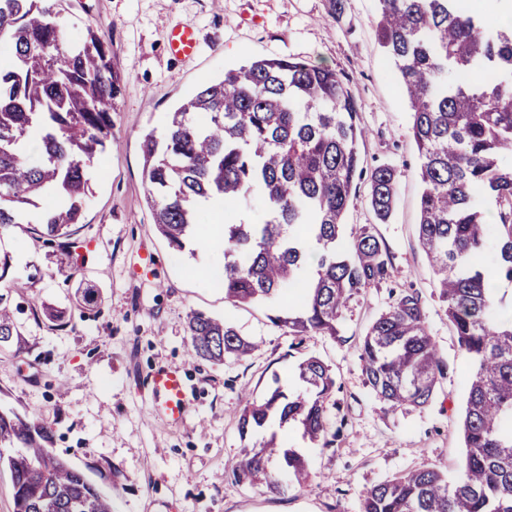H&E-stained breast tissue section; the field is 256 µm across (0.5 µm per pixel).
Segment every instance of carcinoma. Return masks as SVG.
<instances>
[{
  "mask_svg": "<svg viewBox=\"0 0 512 512\" xmlns=\"http://www.w3.org/2000/svg\"><path fill=\"white\" fill-rule=\"evenodd\" d=\"M377 2L378 40L397 69L420 158L419 242L474 370L457 476L405 471L367 491L361 512H512V308L488 284L490 274L512 282V27L474 0ZM60 6L0 0V43L13 51L11 65L0 67V231L31 224L68 255L89 192L87 161L110 145L122 76L98 33L69 38ZM472 69L482 71V85L468 84ZM364 138L344 73L301 57L257 59L203 84L170 113L161 137L143 136L146 202L181 254L201 236L207 203L260 198V220L223 224L224 298L277 303L274 325L334 339L348 302L392 272L373 225L342 237L363 176ZM397 178L391 165L368 175L383 223ZM12 290L0 294V346L20 336ZM188 329L194 358L222 363L255 348L201 312ZM359 351L364 382L386 410L427 405L447 374L417 291L392 297ZM335 386L330 367L311 356L298 364L292 390L278 384L247 403L239 432L255 442L234 481L277 489L284 477L304 478L303 455L278 443L270 426L294 423L311 442L333 446L327 401ZM49 434L32 415L0 411V466L12 474L15 512H112L108 496L45 448Z\"/></svg>",
  "mask_w": 512,
  "mask_h": 512,
  "instance_id": "obj_1",
  "label": "carcinoma"
}]
</instances>
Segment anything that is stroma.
I'll return each instance as SVG.
<instances>
[{"label":"stroma","instance_id":"stroma-1","mask_svg":"<svg viewBox=\"0 0 512 512\" xmlns=\"http://www.w3.org/2000/svg\"><path fill=\"white\" fill-rule=\"evenodd\" d=\"M72 38L95 30L123 76L112 142L90 164L88 202L75 239L78 263L20 224L0 232V289L12 292L24 335L21 353L0 350V410L36 414L52 429L50 450L81 469L113 512H360L364 494L411 468L455 476L460 412L472 370L434 293L417 240L421 183L411 114L392 62L375 33L376 0H64ZM191 26L193 56L168 51L173 26ZM298 56L344 72L366 130L361 164L398 170L394 211L378 222L360 186L343 222L371 224L392 258L389 281L353 299L337 338L297 339L269 320L265 304L233 305L197 272L223 262V248L198 242L195 256L173 252L145 201L141 141L162 129L197 89L265 57ZM422 294L427 325L448 365L431 403L383 410L364 383L359 345L391 291ZM63 311L60 322L43 306ZM222 318L258 345L223 364L191 358L188 317ZM315 356L336 379L327 423L337 438L312 445L295 426L279 429L306 458L310 478L272 491L232 481L245 443L238 416L263 397L272 377L290 383L297 363ZM182 373L189 410L176 424L155 410L150 375Z\"/></svg>","mask_w":512,"mask_h":512}]
</instances>
